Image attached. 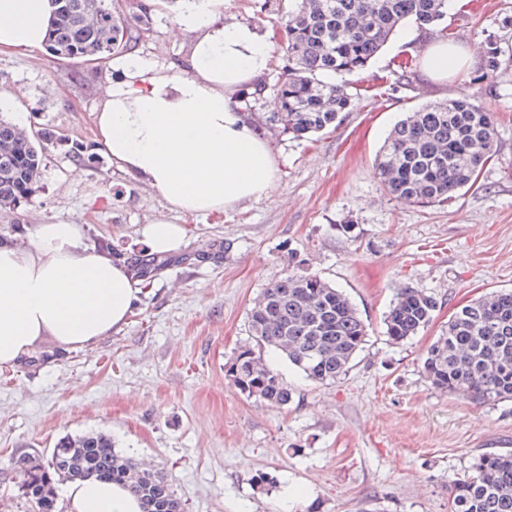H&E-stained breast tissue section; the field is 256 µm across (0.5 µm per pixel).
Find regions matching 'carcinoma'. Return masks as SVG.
Listing matches in <instances>:
<instances>
[{
  "mask_svg": "<svg viewBox=\"0 0 512 512\" xmlns=\"http://www.w3.org/2000/svg\"><path fill=\"white\" fill-rule=\"evenodd\" d=\"M47 49L66 59L103 62L130 51L149 22L152 6L131 17L106 13L105 0H55ZM448 14V0H299L282 27L288 61L281 67L270 121L294 138L336 126L350 111L352 95L332 75H354L406 21L434 29ZM512 51L498 43L487 51L495 72ZM56 140L44 128L32 137L0 117V206L16 203L40 177L43 146ZM495 113L464 98L425 104L390 132L376 159L381 184L394 198L416 204L444 203L475 185L498 151ZM436 299L401 288L385 326L399 344L431 320ZM251 341L240 346L227 375L240 393L284 407L293 390L264 358L273 349L317 383L333 382L350 368L365 324L346 295L316 275H289L267 288L249 316ZM423 372L439 390L476 404L512 400V290L493 292L461 306L448 330L430 346ZM21 496L32 512H58L62 480L94 478L127 486L144 512H183L164 474L119 454L101 433L67 437L50 455L13 461ZM474 473L451 485L450 512H512V452L481 454Z\"/></svg>",
  "mask_w": 512,
  "mask_h": 512,
  "instance_id": "carcinoma-1",
  "label": "carcinoma"
}]
</instances>
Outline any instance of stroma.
I'll list each match as a JSON object with an SVG mask.
<instances>
[{"label":"stroma","mask_w":512,"mask_h":512,"mask_svg":"<svg viewBox=\"0 0 512 512\" xmlns=\"http://www.w3.org/2000/svg\"><path fill=\"white\" fill-rule=\"evenodd\" d=\"M295 0H218L225 21L272 36L265 89L249 120L276 164L272 193L221 213L173 210L148 184L104 154L75 164L72 142L92 144L93 114L108 64L47 50L0 54V93H16L28 131L54 129L32 193L0 207V240L25 243L38 224H83L87 243L106 238L122 258L145 251L143 230L182 225L183 245L160 255L121 330L71 349L44 339L0 371V512H26L13 458L50 454L66 437L109 436L116 449L162 472L184 512H448L449 488L477 456L512 450V401L474 404L435 389L422 364L452 314L470 300L512 290V68L492 73L491 42H512V0H454L450 42L473 50L465 82L411 86L393 71L401 50L422 53L430 33L407 22L360 74L341 124L296 140L269 122L284 64L276 34ZM164 0L134 54L168 67L190 53ZM468 97L495 112L499 148L478 184L448 203L408 204L383 188L376 156L404 113ZM82 176H74V166ZM290 274L316 275L357 308L367 336L331 384L266 351L294 390L286 407L242 395L226 375L250 340L249 313ZM438 307L417 335L395 344L384 318L398 289Z\"/></svg>","instance_id":"stroma-1"}]
</instances>
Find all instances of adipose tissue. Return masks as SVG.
I'll use <instances>...</instances> for the list:
<instances>
[{
	"instance_id": "ef3b65f1",
	"label": "adipose tissue",
	"mask_w": 512,
	"mask_h": 512,
	"mask_svg": "<svg viewBox=\"0 0 512 512\" xmlns=\"http://www.w3.org/2000/svg\"><path fill=\"white\" fill-rule=\"evenodd\" d=\"M217 0H180L178 28L194 34L179 66L116 57L109 90L94 116L99 149L148 182L178 211L223 212L269 195L275 160L243 120L239 92L268 69L271 42L250 24L225 22ZM54 0H0V53L40 50ZM425 74L461 77L471 62L436 40ZM82 224H39L27 245L0 242V368L17 365L44 337L81 348L121 329L141 290L125 260L89 247ZM70 512H142L139 499L111 483L85 480L65 490Z\"/></svg>"
}]
</instances>
